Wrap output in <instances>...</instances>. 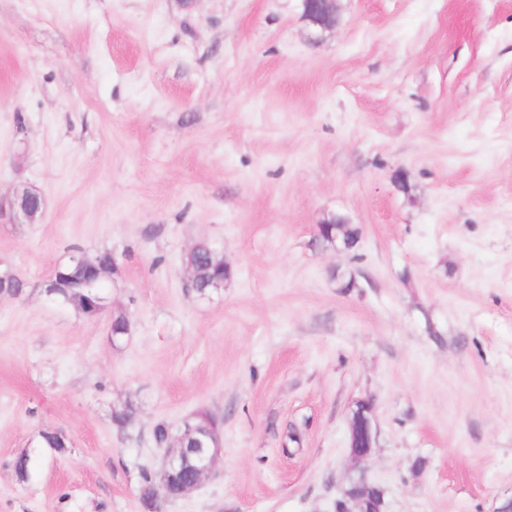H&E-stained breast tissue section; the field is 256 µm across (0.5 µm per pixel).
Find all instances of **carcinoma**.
Instances as JSON below:
<instances>
[{
  "instance_id": "obj_1",
  "label": "carcinoma",
  "mask_w": 512,
  "mask_h": 512,
  "mask_svg": "<svg viewBox=\"0 0 512 512\" xmlns=\"http://www.w3.org/2000/svg\"><path fill=\"white\" fill-rule=\"evenodd\" d=\"M113 260L110 250L99 251L91 259L84 254L73 256V260L62 268L66 277L60 282V288L56 289L54 298L63 304L73 306L87 317L102 314L107 304L106 280L90 279L85 276V271L91 268L110 269ZM182 264L195 271L192 293L197 297L209 298L219 293L224 289V283L231 278V270L224 262L223 254L205 242H200L185 252ZM135 416L136 406L131 401L124 402L112 411L113 423L122 433L133 427ZM195 418L201 429L211 434L213 443H218L217 433L222 424L221 419L208 411L195 414ZM173 429L174 426L169 421H158L152 429L154 443L161 448L166 447ZM152 486V476L146 472L142 473L138 486V500L145 512L152 508Z\"/></svg>"
}]
</instances>
